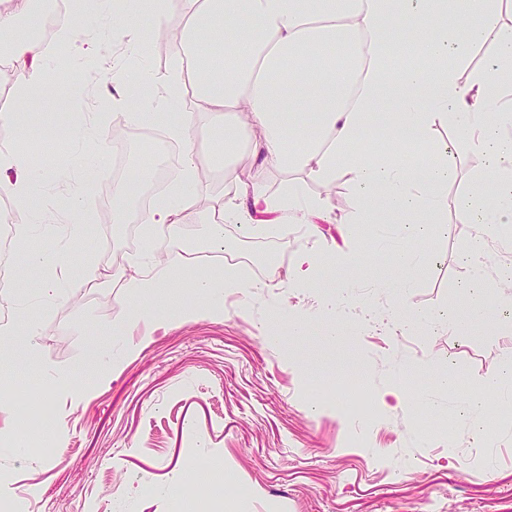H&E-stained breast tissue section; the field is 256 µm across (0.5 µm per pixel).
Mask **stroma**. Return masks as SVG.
Instances as JSON below:
<instances>
[{
	"mask_svg": "<svg viewBox=\"0 0 512 512\" xmlns=\"http://www.w3.org/2000/svg\"><path fill=\"white\" fill-rule=\"evenodd\" d=\"M110 52L103 41L83 59L69 52L68 65L83 63L86 78L65 112L50 97L20 101L14 68H0V113L25 108L36 118L32 124L0 123V145L40 153L41 126L80 129L95 113L109 115L94 142L74 138L57 154L61 174L33 197L30 209L66 198L85 177L79 156L92 148L111 154L117 131L128 136L129 174L141 175L150 144L104 100ZM477 168L473 155L456 160L447 224L428 241L434 260L415 272L412 288L397 299L360 288L356 298L382 309L459 316L469 300L459 286V258L474 230L459 221L458 199ZM93 186L83 246L109 268L134 240L129 225L108 220L102 196L113 188L110 170L94 175ZM401 223L393 217L362 237L364 251L374 256L370 278L389 275ZM305 243L304 237H287L273 269L259 260L246 266L249 278L280 282L250 315H238L229 299L222 318L168 323L140 337L138 349L104 375L92 364L90 347L102 322L127 318L115 302L120 289L108 281L86 289L82 305L62 298L45 305L39 298L45 270L25 268L15 303L0 305V317L41 321L35 348L17 337L11 355L0 358V391L8 393L13 410L0 413V482L10 486L21 512H512V419L503 418L504 406L496 404L487 425L497 436L478 445L457 409L473 385L512 367V321L499 313L498 284L485 288L489 320L482 326L459 317L454 329L440 334L347 327L330 338L319 303L348 273L337 271L311 291L284 287L289 264ZM69 244L68 224L50 223L42 234L16 239L8 264L20 265L36 249ZM272 302L295 314L309 312L305 334L294 335L284 323L281 344L265 343L258 326ZM63 371L78 372L80 395L57 381ZM443 372L457 387L439 394L432 411H392L342 391L361 380L377 396L398 382L417 390L434 385ZM36 404L55 443L17 447L19 419ZM217 460L236 472L235 489L209 471ZM192 461L201 467L195 499L182 503L165 495V487L186 478Z\"/></svg>",
	"mask_w": 512,
	"mask_h": 512,
	"instance_id": "stroma-1",
	"label": "stroma"
}]
</instances>
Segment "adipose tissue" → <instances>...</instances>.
<instances>
[{
    "label": "adipose tissue",
    "instance_id": "ef3b65f1",
    "mask_svg": "<svg viewBox=\"0 0 512 512\" xmlns=\"http://www.w3.org/2000/svg\"><path fill=\"white\" fill-rule=\"evenodd\" d=\"M511 1L464 0L459 23L451 28L448 0H181L187 20L174 46L176 66L159 77L142 51L149 26L167 12V0L151 6L146 0H101L110 24L102 26L99 15L90 14L87 40L93 44L102 37L117 46L110 67L113 105L127 107L131 123L165 127L167 138L187 147L182 178L138 214L146 236L194 222V147L201 141L220 150L225 169L236 174L223 202L206 214V250H223L228 224L246 231L294 224L311 237L320 225L337 224L353 242L382 215L401 213L407 222L400 230L403 244L393 253L395 273L376 286L386 292L411 287L414 272L432 260L425 244L448 209V158L456 147H435L430 139L435 125L448 123L464 133L468 151L482 161L458 200L461 221L475 229L473 245L460 259L461 286L469 295L465 313L470 324H480L489 258L504 246L501 227L512 224V80L504 78L512 72V26L497 24ZM30 12V0H10L0 10V34L8 38L22 99L43 92L52 70L42 43L15 33L18 18ZM402 20L406 43L426 56L425 68L404 64L389 49ZM490 33L496 41L492 62L461 81L473 49ZM393 93L398 111L389 126L396 138L410 134L430 147L422 165L402 155L377 158L352 148ZM190 96L195 105L189 112ZM265 169H301L309 182H289L272 195L258 181ZM343 172L350 176L352 202L339 215L328 192ZM54 178L49 163L12 146L0 149V192L18 204H27ZM86 199L85 188H78L60 209L72 225L69 249L27 258L52 271L41 288L45 298L61 294V273L79 254ZM365 261L358 252L306 245L289 267L288 285L313 288L332 267L360 268ZM187 271L183 259L161 258L149 248L113 268V281L125 290L117 303L131 316L106 324L107 344L95 356L101 369L117 368L122 356L136 350L137 331L169 320L223 316L225 298L246 300L265 288L228 268L193 277ZM185 285L193 303L178 292ZM350 293L345 283L322 302L335 320L331 332L351 322L383 324L373 307L352 305Z\"/></svg>",
    "mask_w": 512,
    "mask_h": 512
}]
</instances>
